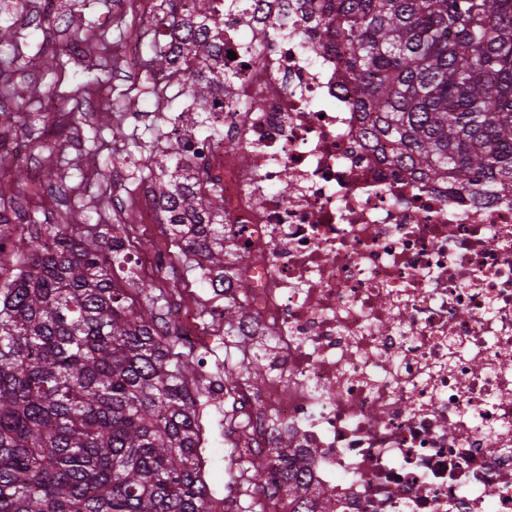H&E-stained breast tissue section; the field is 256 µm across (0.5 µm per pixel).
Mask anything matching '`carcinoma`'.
I'll return each mask as SVG.
<instances>
[{"label":"carcinoma","instance_id":"cac0c4a2","mask_svg":"<svg viewBox=\"0 0 512 512\" xmlns=\"http://www.w3.org/2000/svg\"><path fill=\"white\" fill-rule=\"evenodd\" d=\"M217 0H184L164 24L182 29L199 67L181 70L158 45L149 67L178 76L198 123L237 73L218 61ZM285 33L312 34L306 50L336 52L354 91L361 134L379 159L448 185L475 204L512 200V0H281ZM178 139L146 166L166 176ZM171 246L224 273V192L160 183ZM27 239L0 213V512H216L201 476L197 406L244 377L264 381L263 356L189 378L204 363L178 350L167 297L138 279V302L113 278L126 262L96 224H42ZM244 305L224 306L233 336ZM241 478L289 512H336L307 498L304 453L268 481V455L251 453Z\"/></svg>","mask_w":512,"mask_h":512}]
</instances>
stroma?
Returning a JSON list of instances; mask_svg holds the SVG:
<instances>
[{"mask_svg": "<svg viewBox=\"0 0 512 512\" xmlns=\"http://www.w3.org/2000/svg\"><path fill=\"white\" fill-rule=\"evenodd\" d=\"M113 0H80L66 25L39 30L40 18L31 15L21 27V50L14 73L0 85V108L19 110L14 128L29 146L23 171L52 165L51 183L33 182L18 187L11 178L0 177V196L26 195L33 204L25 211L30 224H65L70 217L95 218L120 215L119 228L104 224L103 233L118 232L131 255L146 247L167 248L170 238L160 223L143 224L127 217L128 200L143 190L146 167L152 155L166 144L172 130L171 116L180 112L186 99L170 88L164 102H157L148 75L130 78L118 67L115 50L128 38L129 21L116 17ZM81 30L80 57H58L38 46L63 29ZM98 93L104 100L94 112L77 111L86 94ZM55 130L53 149L43 146L48 130ZM142 278L154 279L167 293L172 306L194 303L205 335L211 336L214 352L205 370L215 376L225 360L241 356L237 339L225 335L224 322L210 315L212 290L195 262L181 258L169 262L163 273L145 270ZM209 458L206 481L216 499L235 498L241 490L242 460L234 453V436L224 425V400L216 398L198 408Z\"/></svg>", "mask_w": 512, "mask_h": 512, "instance_id": "35a3bbf8", "label": "stroma"}]
</instances>
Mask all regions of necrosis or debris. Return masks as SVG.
Masks as SVG:
<instances>
[{
    "label": "necrosis or debris",
    "instance_id": "4bbe7bcc",
    "mask_svg": "<svg viewBox=\"0 0 512 512\" xmlns=\"http://www.w3.org/2000/svg\"><path fill=\"white\" fill-rule=\"evenodd\" d=\"M277 14L255 0L219 16L239 78L213 98L215 133L173 121L192 175L224 189L225 248L251 255L239 334L273 350L238 428L277 475L267 423H284L336 512H512V202L457 203L379 162L335 52L309 54Z\"/></svg>",
    "mask_w": 512,
    "mask_h": 512
}]
</instances>
